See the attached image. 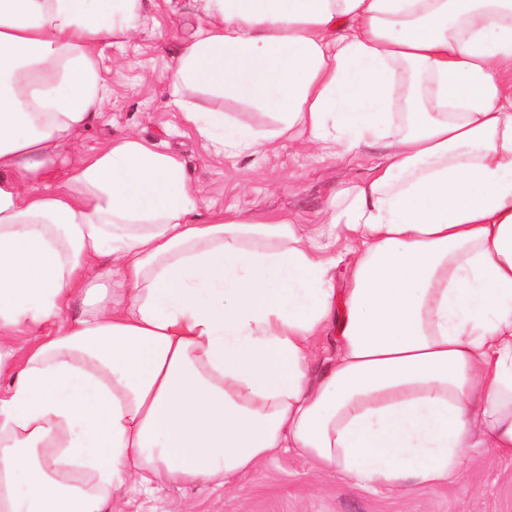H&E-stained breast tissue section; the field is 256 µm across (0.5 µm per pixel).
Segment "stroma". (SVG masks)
<instances>
[{"instance_id": "1", "label": "stroma", "mask_w": 512, "mask_h": 512, "mask_svg": "<svg viewBox=\"0 0 512 512\" xmlns=\"http://www.w3.org/2000/svg\"><path fill=\"white\" fill-rule=\"evenodd\" d=\"M145 9L148 31L103 51L102 74L112 97L79 139L76 153L89 155L134 134L180 157L202 190V215L224 209L267 220L286 214L306 225L321 223L329 201L342 190L371 178L383 155L378 147L340 154L286 143L268 154L210 157L167 104V73L199 25L195 2L147 0ZM193 97L256 129L276 124L272 112L243 100L206 89ZM117 505L121 512H512V458L474 448L459 475L447 482L393 491L342 480L287 450L230 488L163 485L148 495L124 489Z\"/></svg>"}]
</instances>
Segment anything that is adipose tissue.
I'll list each match as a JSON object with an SVG mask.
<instances>
[{
    "instance_id": "adipose-tissue-1",
    "label": "adipose tissue",
    "mask_w": 512,
    "mask_h": 512,
    "mask_svg": "<svg viewBox=\"0 0 512 512\" xmlns=\"http://www.w3.org/2000/svg\"><path fill=\"white\" fill-rule=\"evenodd\" d=\"M196 2L167 88L207 150L387 153L316 236L200 220L176 154L69 156L143 0H0V512H115L127 484L225 487L291 448L395 489L512 457V0ZM192 99L204 100L212 109L228 114L238 122L256 129H272L276 125L272 112L261 109L249 102L225 97L224 94L212 93L201 89L191 93Z\"/></svg>"
}]
</instances>
